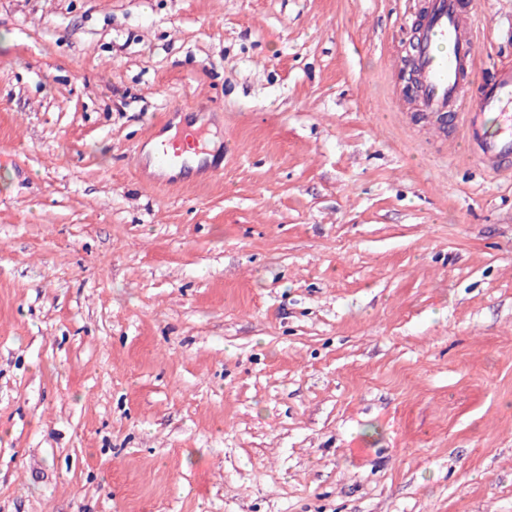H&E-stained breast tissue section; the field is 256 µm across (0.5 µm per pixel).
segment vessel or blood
Returning a JSON list of instances; mask_svg holds the SVG:
<instances>
[{
    "mask_svg": "<svg viewBox=\"0 0 512 512\" xmlns=\"http://www.w3.org/2000/svg\"><path fill=\"white\" fill-rule=\"evenodd\" d=\"M477 41V21L462 17L458 0H428L413 54L420 83L415 106L435 118L452 115L475 161L512 175V66L500 68L481 111H469L464 79L476 71ZM206 132V125L187 117L177 137L161 142L159 168L182 172L193 166L219 174L216 156L203 139Z\"/></svg>",
    "mask_w": 512,
    "mask_h": 512,
    "instance_id": "vessel-or-blood-1",
    "label": "vessel or blood"
}]
</instances>
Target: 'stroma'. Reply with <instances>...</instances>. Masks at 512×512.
I'll return each instance as SVG.
<instances>
[{"label":"stroma","instance_id":"35a3bbf8","mask_svg":"<svg viewBox=\"0 0 512 512\" xmlns=\"http://www.w3.org/2000/svg\"><path fill=\"white\" fill-rule=\"evenodd\" d=\"M421 6L0 0V512H512V178L399 108ZM198 122L193 115L188 116L177 137L161 142L156 156L159 168L181 173L191 162L196 161V173L210 171L214 176L223 171L221 164L217 166L216 156L207 141L203 140L207 125H198Z\"/></svg>","mask_w":512,"mask_h":512}]
</instances>
